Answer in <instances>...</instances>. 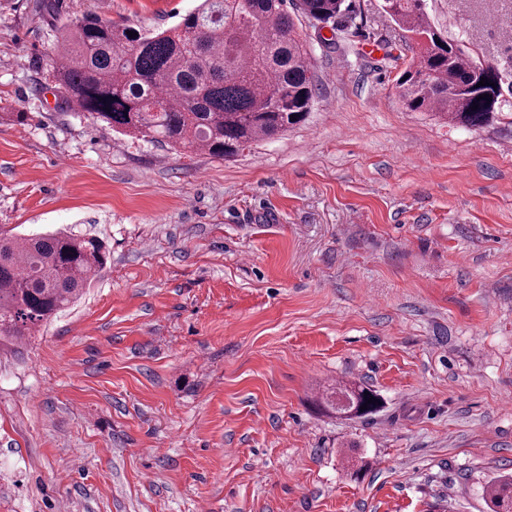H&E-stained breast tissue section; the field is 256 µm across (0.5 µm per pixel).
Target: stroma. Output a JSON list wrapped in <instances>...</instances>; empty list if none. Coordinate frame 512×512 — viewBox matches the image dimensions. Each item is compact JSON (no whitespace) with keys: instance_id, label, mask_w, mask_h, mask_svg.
<instances>
[{"instance_id":"stroma-1","label":"stroma","mask_w":512,"mask_h":512,"mask_svg":"<svg viewBox=\"0 0 512 512\" xmlns=\"http://www.w3.org/2000/svg\"><path fill=\"white\" fill-rule=\"evenodd\" d=\"M0 0V226L105 244L23 340L0 336V512H487L512 471V109L400 104L403 31L296 20L308 119L230 159L132 139L57 94L58 29H166L197 0ZM504 78L512 0H426ZM356 381L366 419L324 410Z\"/></svg>"}]
</instances>
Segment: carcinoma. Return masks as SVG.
<instances>
[{"label":"carcinoma","instance_id":"cac0c4a2","mask_svg":"<svg viewBox=\"0 0 512 512\" xmlns=\"http://www.w3.org/2000/svg\"><path fill=\"white\" fill-rule=\"evenodd\" d=\"M425 2L381 3L416 44L396 80L402 105L466 127L492 122L505 103L502 80L435 29ZM286 4L201 0L174 27L135 36L128 27L89 15L62 27L49 63L65 101L112 131L231 158L304 121L315 102L311 53ZM293 5L348 40L354 10L347 0ZM483 77L486 86L478 85ZM106 262L105 247L93 237L0 231V335H29L69 305ZM371 396L377 402L368 405ZM379 399L366 385L346 383L329 391L326 404L341 417L367 418L383 406ZM486 499L491 512H512V476L490 481Z\"/></svg>","mask_w":512,"mask_h":512}]
</instances>
